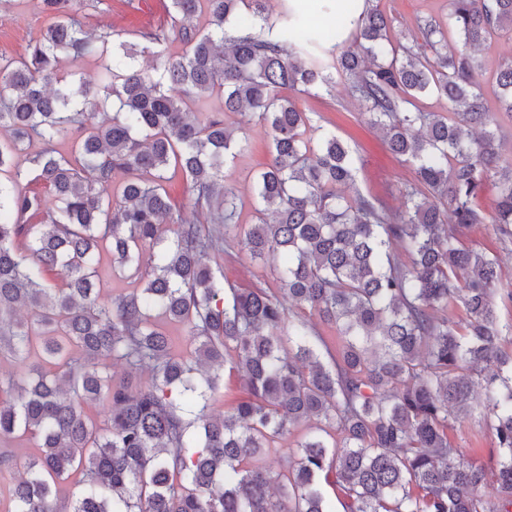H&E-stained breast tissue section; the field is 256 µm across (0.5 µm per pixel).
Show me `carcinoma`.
I'll return each mask as SVG.
<instances>
[{
	"label": "carcinoma",
	"mask_w": 512,
	"mask_h": 512,
	"mask_svg": "<svg viewBox=\"0 0 512 512\" xmlns=\"http://www.w3.org/2000/svg\"><path fill=\"white\" fill-rule=\"evenodd\" d=\"M78 2L40 0L51 23L29 55L0 56V172L38 139L30 172L55 202L25 190L19 169L0 182V359L18 365L0 380V439L28 435L40 448L22 463L26 477L0 488L8 512H331L327 487L343 512H512V349L501 346L512 323L494 303L497 255L465 245L478 224L512 242V164H498L502 135L478 57L490 36L512 41V0H448L445 19L420 28L422 46L393 43L377 7L351 30V4L337 8L328 39L291 0L274 21L270 0H169L170 28L110 53ZM199 13L204 30L190 24ZM450 31L460 43L448 44ZM170 41L183 53L166 52ZM61 54L99 55L104 79L59 74ZM140 54L151 69L135 64ZM337 79L414 166L396 216L381 199L344 196L352 150L286 95ZM496 87L498 111L512 113V56ZM215 94L224 112L269 130L245 229L224 186V166L242 151L235 129L186 110ZM427 96L453 111L424 110ZM65 139L69 159L56 149ZM172 166L203 224L183 218L166 190ZM118 170L128 179L114 193ZM235 245L277 288L216 276L211 262ZM102 249L144 287L102 300ZM457 303L462 326L447 315ZM154 309L186 325L189 357L171 354ZM313 316L336 327V349ZM229 353L245 397L213 415ZM104 359L152 383L117 382ZM100 401L102 421L88 413ZM479 406L493 417L489 466L461 459L448 435ZM301 421L311 431L288 469L270 471L260 457ZM73 476L82 491L62 503L57 485ZM490 480L493 499L482 492Z\"/></svg>",
	"instance_id": "obj_1"
}]
</instances>
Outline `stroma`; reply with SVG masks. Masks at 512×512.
Wrapping results in <instances>:
<instances>
[{
  "instance_id": "stroma-1",
  "label": "stroma",
  "mask_w": 512,
  "mask_h": 512,
  "mask_svg": "<svg viewBox=\"0 0 512 512\" xmlns=\"http://www.w3.org/2000/svg\"><path fill=\"white\" fill-rule=\"evenodd\" d=\"M393 20L390 36L404 44L420 38L419 22L444 19L448 0H373ZM85 22L95 33L108 40L137 42L140 32L166 27L170 17L165 0H103L98 9L84 12ZM49 24L42 13L39 0H11L0 7V56L21 58L27 55L30 44L40 38ZM298 107L311 113L314 121L347 142L356 158V188L364 194L382 198L391 206L402 203L401 188L413 180L410 163L395 157L382 138L361 120L359 104L344 84L332 91L311 90L297 95ZM238 139L246 147L234 163L224 169V184L234 190L239 203L240 224L253 223L252 181L269 160V136L257 122L240 124ZM468 245L487 249L500 258L501 279L497 292V312L501 323L512 321V303L506 300L512 291V243H503L491 224L477 228L467 240ZM453 444L463 458L487 462L494 446L489 421L473 416L450 432Z\"/></svg>"
}]
</instances>
